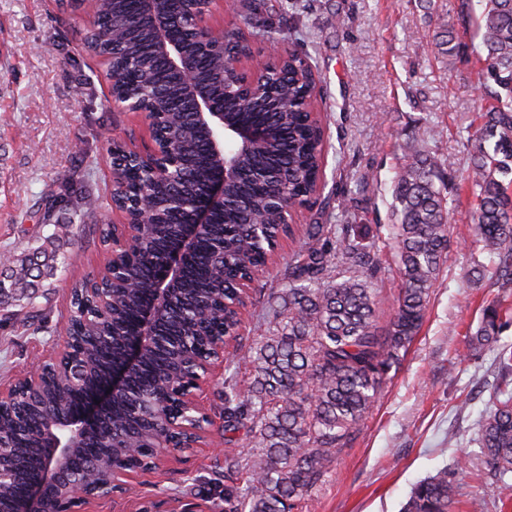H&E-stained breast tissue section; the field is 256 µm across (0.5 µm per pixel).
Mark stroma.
<instances>
[{
    "label": "stroma",
    "mask_w": 512,
    "mask_h": 512,
    "mask_svg": "<svg viewBox=\"0 0 512 512\" xmlns=\"http://www.w3.org/2000/svg\"><path fill=\"white\" fill-rule=\"evenodd\" d=\"M456 4L434 0L429 10L422 0H235L222 21L227 32L260 33L306 56L327 144L321 193L298 221L358 226L365 246L379 254L373 288L383 327L401 287L387 224L402 147L414 132L433 128L427 149L461 179L466 141L479 126L483 90L470 53L446 60L434 45L441 25H456ZM88 21L59 0H0V270L16 263L35 235H51L58 224L66 229L65 266L34 300L40 330H27L24 306H0V386L63 346L71 295L96 274L102 224L112 216V140L137 143L146 132L143 116L113 109L105 68L79 41ZM68 187L72 198L57 209L55 225L37 227L36 211ZM472 234L468 209L459 207L447 266L420 331L389 370L362 432L300 512H401L413 487L442 469L458 485L456 512H512V479L484 476L478 441L498 353L454 358L467 329L480 322L482 299L498 293L489 279L482 288L471 285ZM283 281L277 265L251 285L243 345L262 334L266 298ZM203 403L214 425L200 448L167 454L162 466L134 474L123 492L87 512H223L215 479L225 458L243 450L224 443L215 387L206 388Z\"/></svg>",
    "instance_id": "1"
}]
</instances>
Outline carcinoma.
<instances>
[{"label": "carcinoma", "instance_id": "obj_1", "mask_svg": "<svg viewBox=\"0 0 512 512\" xmlns=\"http://www.w3.org/2000/svg\"><path fill=\"white\" fill-rule=\"evenodd\" d=\"M99 32L92 36L99 53L112 59L116 51L129 67L119 90L147 96L165 111L169 141L188 145L166 192L158 195L150 227L126 264L134 289H116L108 315L99 319L87 308L80 318L91 323L97 343L86 358L87 378L72 387L60 376L30 403L23 418L0 416V438L20 448L11 461L16 478L0 488V512H17L25 478L45 463L37 426L56 411L75 412L94 387L120 363L122 346L136 335L141 308L149 301L152 280L162 254L178 247L180 226L212 173V157L183 97L181 85L164 74L152 50L150 34L132 31L126 21L137 11L136 0H94ZM458 22L474 30L478 79L489 91L481 108L482 123L467 144L464 182L471 191L474 232L471 254L495 258V275L512 283V0H458ZM440 55L456 56L462 43L454 29L442 31ZM272 93L238 102L216 89L229 119L259 124L270 131L269 143L241 160V175L229 188L224 209L200 235L186 256L184 274L173 302L162 315L153 345L129 376L127 390L116 394L102 419L112 425L109 449L89 442L82 453L100 460L117 456L119 447L138 448L141 457L159 453L153 437L163 422L148 413L161 396L176 393L200 371L184 356L205 357L231 324L219 321L221 306L236 300L239 280L258 274L272 260L271 246L288 209L309 201L319 191L323 167V127L310 119L309 99L316 85L309 66L296 51L273 59ZM202 76L226 69L221 55L197 59ZM424 129L406 144L403 163L392 188L391 240L401 288L387 328L378 326L377 299L371 278L379 268L377 254L360 246L347 224H307L304 247L287 264L288 287L268 297L265 334L253 339L243 356L225 358L224 371L245 366L249 385L242 389L232 373L219 382L224 401V443L240 444V461L224 465V512H293L322 484L342 448L364 426L382 391L388 370L400 359L420 330L431 290L450 245L449 218L455 204L452 177L425 143ZM495 140L493 148L486 142ZM65 241L53 233L28 249L18 268L0 272V303L33 300L55 278ZM224 254V269L212 262ZM506 299L483 306L478 328L468 337L459 361L477 358L512 326ZM500 381L493 388L494 409L480 428L488 471L502 481L512 475V352L500 356ZM458 488L448 470L417 483L404 512H451Z\"/></svg>", "mask_w": 512, "mask_h": 512}]
</instances>
